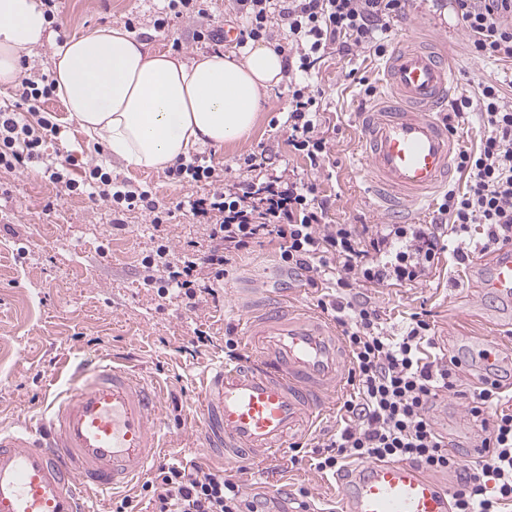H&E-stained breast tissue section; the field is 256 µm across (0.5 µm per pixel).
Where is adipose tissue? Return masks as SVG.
I'll use <instances>...</instances> for the list:
<instances>
[{
	"label": "adipose tissue",
	"instance_id": "ef3b65f1",
	"mask_svg": "<svg viewBox=\"0 0 512 512\" xmlns=\"http://www.w3.org/2000/svg\"><path fill=\"white\" fill-rule=\"evenodd\" d=\"M43 45L53 48L52 77L70 118L129 170L158 171L203 145L247 138L284 79L283 56L266 46L185 60L148 51L115 26L60 44L39 0H0V85L17 83L23 50Z\"/></svg>",
	"mask_w": 512,
	"mask_h": 512
}]
</instances>
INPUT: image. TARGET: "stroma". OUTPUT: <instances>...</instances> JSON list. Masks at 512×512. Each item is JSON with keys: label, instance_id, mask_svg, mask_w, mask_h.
<instances>
[{"label": "stroma", "instance_id": "stroma-1", "mask_svg": "<svg viewBox=\"0 0 512 512\" xmlns=\"http://www.w3.org/2000/svg\"><path fill=\"white\" fill-rule=\"evenodd\" d=\"M163 0H61L57 22L63 38H71L102 26H122L134 19L135 35L150 50L173 52L189 58L208 51L209 43L196 42L193 23L171 21L167 32L156 31L153 17ZM430 23L432 33L448 32V54L457 71V90L474 94L485 79H512V64L477 61L467 52V36L449 16L429 14L411 4L407 16L394 29L398 38ZM382 59L330 55L313 82L324 91L326 124L331 137V177L322 179V189L332 205L328 220L333 224L373 226L379 219L366 194L367 177L355 149L358 129L355 112L364 107L359 85L347 80L357 70L370 82L380 83ZM56 116L60 137L47 139L43 151L62 162L73 156L88 161L93 144L71 120L58 96L43 105ZM288 113V87L279 85L259 114L257 126L242 143L221 148H202L214 166L234 161L252 152L267 151L274 170H302L306 163L291 151L283 124ZM102 159L114 175L132 185L149 189L158 201L173 207L174 214L153 238L144 212L124 215V230L113 227V213L106 203L84 195H65L41 174L25 170L0 173V423L28 420L42 412L51 391L62 384V363L85 356L126 358L159 385L162 410L171 434L176 435L179 461H204L205 450L188 433L187 401L204 367L224 356L225 336H240L241 317L237 288L251 278L268 288L313 309L319 298L315 289L304 287L277 261L280 242L269 237L251 244L234 258L217 296H201L196 306H187L176 293L159 295L144 284L141 260L165 240L172 253L187 245L207 251L210 242L203 224L178 210L187 194L203 195V185L184 187L168 180L164 171H126L110 152ZM479 279L470 264L458 263L453 253L443 252L426 280L412 285L367 287L362 291L379 310L384 327L402 333L413 313L426 314L433 328L436 347H443L449 327L458 335L480 336L483 322L503 311L500 302L486 299L473 310L472 298ZM206 331L210 344L196 342L197 331ZM462 394H452L436 416L447 419L448 431L460 445L471 442L465 413L467 395L475 380L471 361L463 349ZM341 426L339 412L326 414L306 440V451L264 465L241 464L232 474L247 489L273 501H296L307 492L312 512H331L336 506L337 482L318 472L308 451L324 443Z\"/></svg>", "mask_w": 512, "mask_h": 512}]
</instances>
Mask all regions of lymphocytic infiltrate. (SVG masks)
I'll return each instance as SVG.
<instances>
[{
	"label": "lymphocytic infiltrate",
	"instance_id": "1",
	"mask_svg": "<svg viewBox=\"0 0 512 512\" xmlns=\"http://www.w3.org/2000/svg\"><path fill=\"white\" fill-rule=\"evenodd\" d=\"M246 24L239 47L287 26L288 40L278 53L297 59L298 71L311 74L334 53L384 56L395 22L409 0H235ZM458 24L466 31L472 58L512 62V0H450ZM55 86L35 68L25 70L11 102L0 106V171L39 168L65 194L76 192L113 204L116 229L122 216L148 213L154 227L167 223L170 208L150 191L113 176L99 164L74 179L64 164L45 159L42 146L58 134L55 116L43 103ZM478 116L484 128L479 146L460 153L457 165L466 177L464 189L442 195L431 224H384L364 239L352 224L328 223L331 201L317 174L330 159L323 92L312 84L296 85L286 120L287 141L308 162V172L281 170L266 176L264 153H251L238 166L217 168L204 158L167 168L180 185L208 186L201 197L181 202L193 219L207 224L212 245L207 253L187 250L172 255L158 244L142 259L144 282L158 294L177 291L188 304L198 294H214L223 282L232 254L272 236L280 239L279 259L288 269L306 275L309 287L321 290L317 301L342 329L352 360L354 398L343 404L347 423L323 447L315 449L313 465L336 475L348 462L408 461L433 472L458 474L452 512H502L512 503V412H494L499 383L491 382L471 398L476 427L473 447L484 456L465 461L448 452L435 429L431 410L440 391H454L459 377L443 357L433 353L432 327L412 314L403 333L388 332L378 310L358 299L365 286L412 284L427 277L444 252V240L455 242L458 259L463 245L478 234L489 243L512 241V96L499 82L487 80L476 96L452 100L449 123L465 124ZM335 292H323V285ZM141 492L150 512H270L266 499H248L247 492L226 469L195 462L159 467Z\"/></svg>",
	"mask_w": 512,
	"mask_h": 512
}]
</instances>
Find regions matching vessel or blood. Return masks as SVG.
<instances>
[{
    "mask_svg": "<svg viewBox=\"0 0 512 512\" xmlns=\"http://www.w3.org/2000/svg\"><path fill=\"white\" fill-rule=\"evenodd\" d=\"M384 86L358 113L357 147L368 192L388 223L419 222L434 194L456 178L462 140L440 115L456 73L439 43L406 38L385 62ZM483 271L479 296L512 303V246ZM242 314L249 359L210 365L187 412L210 456L234 468L262 464L304 439L340 399L350 357L333 322L256 293ZM485 365L512 360L499 343L500 321L487 324ZM37 423L0 427V512H100L99 502L132 487L164 449L159 388L128 366L96 357L71 365ZM341 512H450L447 481L404 461L356 465L338 486Z\"/></svg>",
    "mask_w": 512,
    "mask_h": 512,
    "instance_id": "vessel-or-blood-1",
    "label": "vessel or blood"
}]
</instances>
